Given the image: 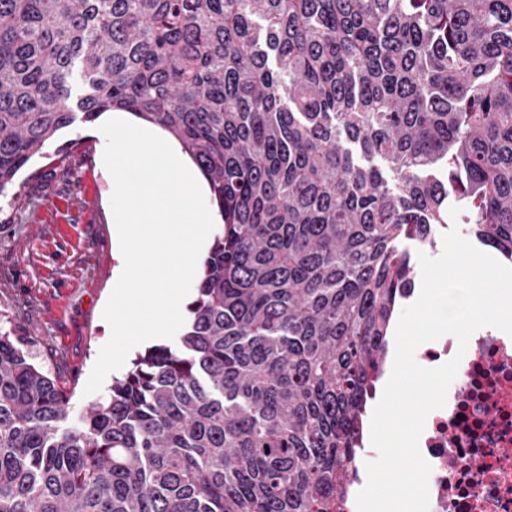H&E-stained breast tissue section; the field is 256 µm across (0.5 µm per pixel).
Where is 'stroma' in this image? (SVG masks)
Wrapping results in <instances>:
<instances>
[{
  "label": "stroma",
  "mask_w": 512,
  "mask_h": 512,
  "mask_svg": "<svg viewBox=\"0 0 512 512\" xmlns=\"http://www.w3.org/2000/svg\"><path fill=\"white\" fill-rule=\"evenodd\" d=\"M68 153L31 162L0 196V332L26 337L36 363L73 397L70 424L111 329L103 318L118 266L106 139L75 123Z\"/></svg>",
  "instance_id": "1"
}]
</instances>
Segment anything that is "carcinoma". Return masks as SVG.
<instances>
[{"label":"carcinoma","mask_w":512,"mask_h":512,"mask_svg":"<svg viewBox=\"0 0 512 512\" xmlns=\"http://www.w3.org/2000/svg\"><path fill=\"white\" fill-rule=\"evenodd\" d=\"M112 110L224 222L75 427L0 334V512H342L411 249L457 207L512 261V0H0V195Z\"/></svg>","instance_id":"obj_1"}]
</instances>
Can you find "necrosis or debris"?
<instances>
[{"label": "necrosis or debris", "mask_w": 512, "mask_h": 512, "mask_svg": "<svg viewBox=\"0 0 512 512\" xmlns=\"http://www.w3.org/2000/svg\"><path fill=\"white\" fill-rule=\"evenodd\" d=\"M458 347L446 335L414 354L425 368L461 359L419 440L431 466L429 512H512V337L485 327L466 352Z\"/></svg>", "instance_id": "obj_1"}]
</instances>
